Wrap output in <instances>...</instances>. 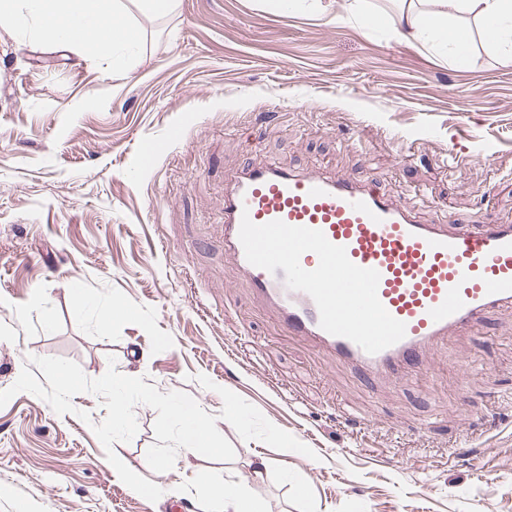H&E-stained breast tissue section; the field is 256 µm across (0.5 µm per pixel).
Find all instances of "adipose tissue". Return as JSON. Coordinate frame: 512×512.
<instances>
[{"mask_svg":"<svg viewBox=\"0 0 512 512\" xmlns=\"http://www.w3.org/2000/svg\"><path fill=\"white\" fill-rule=\"evenodd\" d=\"M397 15L372 12L368 0H346L347 17L366 19L392 35L429 42L464 60L471 42L469 29L455 24L468 14L480 21L487 40L512 55V0H400ZM123 0H0V31L11 34L34 25L38 43L62 46L123 65L141 40L137 26L126 21ZM212 512H264L246 488L232 482L216 484Z\"/></svg>","mask_w":512,"mask_h":512,"instance_id":"obj_1","label":"adipose tissue"}]
</instances>
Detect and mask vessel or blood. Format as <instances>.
<instances>
[{
    "label": "vessel or blood",
    "mask_w": 512,
    "mask_h": 512,
    "mask_svg": "<svg viewBox=\"0 0 512 512\" xmlns=\"http://www.w3.org/2000/svg\"><path fill=\"white\" fill-rule=\"evenodd\" d=\"M224 253L249 287L277 314L282 330L307 338L363 374L398 380L427 375L437 341L475 327L490 310L512 306V224L424 223L412 208L369 183L318 172H291L248 163L224 191ZM258 225L280 220L320 230L349 259L378 271V298L406 326L398 343L370 354L329 334L306 293L289 289L285 272L250 264L239 239L242 218Z\"/></svg>",
    "instance_id": "obj_1"
}]
</instances>
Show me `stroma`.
Instances as JSON below:
<instances>
[{
	"instance_id": "1",
	"label": "stroma",
	"mask_w": 512,
	"mask_h": 512,
	"mask_svg": "<svg viewBox=\"0 0 512 512\" xmlns=\"http://www.w3.org/2000/svg\"><path fill=\"white\" fill-rule=\"evenodd\" d=\"M343 11L178 0L153 18L128 0L142 41L123 71L0 37V391L30 356L112 366L189 394L235 449L153 472L157 413L136 406L113 450L151 502L105 463L102 397L60 416L21 392L0 408V512H210L221 479L266 512H512V309L450 336L428 378L374 383L283 332L224 256V189L249 160L371 181L424 220L512 224V62ZM145 140L164 145L149 168ZM201 374L318 460L242 440Z\"/></svg>"
}]
</instances>
